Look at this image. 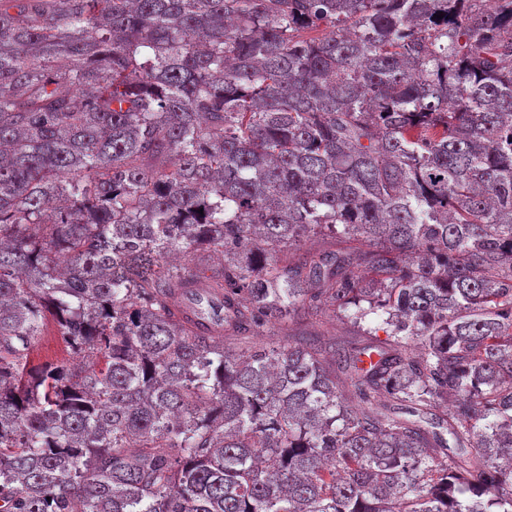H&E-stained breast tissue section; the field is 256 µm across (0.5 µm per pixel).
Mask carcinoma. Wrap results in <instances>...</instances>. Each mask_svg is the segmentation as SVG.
<instances>
[{"instance_id":"obj_1","label":"carcinoma","mask_w":512,"mask_h":512,"mask_svg":"<svg viewBox=\"0 0 512 512\" xmlns=\"http://www.w3.org/2000/svg\"><path fill=\"white\" fill-rule=\"evenodd\" d=\"M0 512H512V0H0ZM367 249L366 245H362L358 242H348L343 240H332L326 237H310L303 242V250L308 251H347L353 252L357 250ZM302 331L316 335L318 339L325 341L336 337V342L349 345L366 338L360 335L356 327L346 319L337 316L336 312L329 307L304 322L270 324L253 335L225 339L224 350L228 354L247 355L262 347L286 343L289 337H294ZM74 354L71 353L67 344L58 335L52 324L45 326L42 336H38L31 351L32 364L37 365L45 361H72Z\"/></svg>"}]
</instances>
